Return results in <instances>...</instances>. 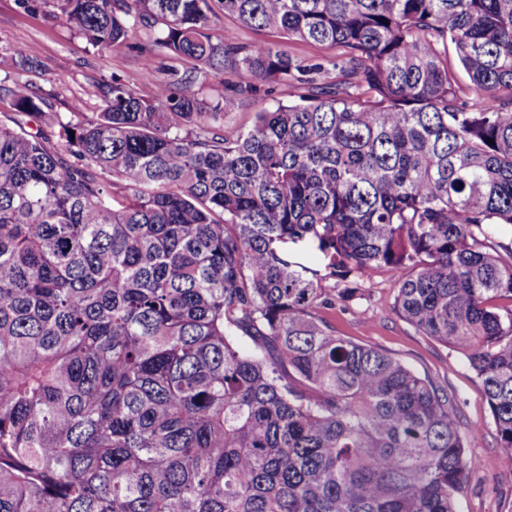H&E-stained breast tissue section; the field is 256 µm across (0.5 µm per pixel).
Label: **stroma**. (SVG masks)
<instances>
[{"label":"stroma","mask_w":512,"mask_h":512,"mask_svg":"<svg viewBox=\"0 0 512 512\" xmlns=\"http://www.w3.org/2000/svg\"><path fill=\"white\" fill-rule=\"evenodd\" d=\"M153 37L152 30L142 27L127 43L99 51L54 18L50 0H0V57L20 47L32 61L25 69L0 68V120L14 113L6 89L17 80L27 82L63 121L69 119L76 100L81 101L85 117L96 118L102 101L88 96L87 90L107 86L116 78L139 95L150 96L154 83L166 78L172 64L166 53L154 48ZM149 53L155 57L150 73L142 68ZM397 288L396 273L376 271L358 302L374 312L372 321H359L354 311L341 307L319 310L318 315L337 335L387 351L458 399L461 431L476 424L484 430L481 443L466 451L471 476L457 497L458 512H512V470L499 463L496 429L479 380L458 353L393 312Z\"/></svg>","instance_id":"stroma-1"}]
</instances>
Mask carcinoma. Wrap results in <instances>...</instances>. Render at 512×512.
Segmentation results:
<instances>
[{
    "mask_svg": "<svg viewBox=\"0 0 512 512\" xmlns=\"http://www.w3.org/2000/svg\"><path fill=\"white\" fill-rule=\"evenodd\" d=\"M213 1L336 56L215 41ZM52 2L191 68L92 88L94 120L6 89L0 512H457L482 426L314 311L401 273L394 311L465 357L512 451V0ZM215 71L239 82L205 108ZM261 84L288 98L224 127Z\"/></svg>",
    "mask_w": 512,
    "mask_h": 512,
    "instance_id": "1",
    "label": "carcinoma"
}]
</instances>
